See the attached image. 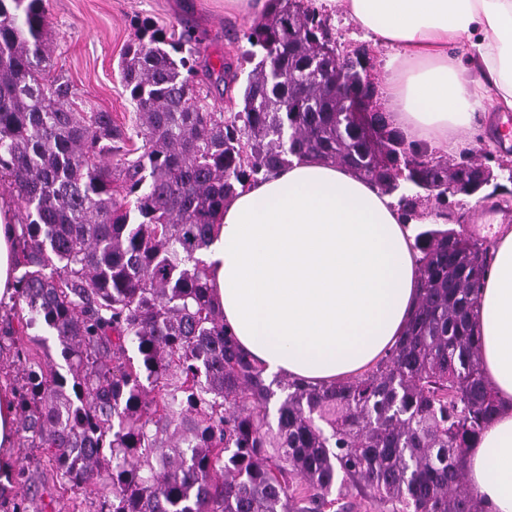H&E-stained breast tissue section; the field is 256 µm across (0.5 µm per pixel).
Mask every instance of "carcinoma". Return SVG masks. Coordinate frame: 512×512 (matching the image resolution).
<instances>
[{
	"label": "carcinoma",
	"mask_w": 512,
	"mask_h": 512,
	"mask_svg": "<svg viewBox=\"0 0 512 512\" xmlns=\"http://www.w3.org/2000/svg\"><path fill=\"white\" fill-rule=\"evenodd\" d=\"M242 38L255 66L224 112L204 87L237 80L231 64L201 65L191 35L142 21L119 64L125 127L77 111L70 83L49 76L43 0H0V177L23 205L16 290L0 300L17 321L18 447L43 449L63 490L95 486L99 512H345L350 491L373 512H486L466 468L500 409L470 319L485 242L420 230L403 336L330 386L267 379L224 326L200 257L237 188L293 158L344 165L407 215L441 211L485 162L406 140L374 86L351 111L336 80L361 85L363 63L336 71L331 28L302 0H268ZM38 326L66 373L28 334Z\"/></svg>",
	"instance_id": "1"
}]
</instances>
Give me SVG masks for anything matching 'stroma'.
Segmentation results:
<instances>
[{
  "mask_svg": "<svg viewBox=\"0 0 512 512\" xmlns=\"http://www.w3.org/2000/svg\"><path fill=\"white\" fill-rule=\"evenodd\" d=\"M44 6L57 43L52 75L71 82L78 111L106 110L120 124L129 121L134 106L120 82L118 63L135 37L138 21L147 19L178 33L192 31L201 59L214 64L238 61L245 47L239 36L253 22L249 15L225 14L224 0H44ZM329 25L341 46L370 48L374 75L385 71L388 49L376 45L353 19L340 13ZM503 200L512 204V176L504 169L483 195L452 197L448 225L468 227L475 216H482L485 228L480 236L489 239L498 214L494 204ZM14 456L27 480L10 486V495L25 498L28 512H67L69 496L52 478L41 449L18 448Z\"/></svg>",
  "mask_w": 512,
  "mask_h": 512,
  "instance_id": "1",
  "label": "stroma"
}]
</instances>
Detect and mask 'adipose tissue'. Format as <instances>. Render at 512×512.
Listing matches in <instances>:
<instances>
[{"mask_svg":"<svg viewBox=\"0 0 512 512\" xmlns=\"http://www.w3.org/2000/svg\"><path fill=\"white\" fill-rule=\"evenodd\" d=\"M344 11L393 55L381 81L392 125L440 154L466 137L503 136L512 111V0H312ZM467 44L469 61L454 52ZM350 169L292 160L238 189L205 251L212 298L241 348L266 374L329 385L370 369L395 345L418 297L413 225ZM18 233L0 205V299L15 292ZM475 309L481 368L501 410L469 450L468 475L487 512H512V226L494 225ZM13 393L0 389V475L14 470Z\"/></svg>","mask_w":512,"mask_h":512,"instance_id":"ef3b65f1","label":"adipose tissue"}]
</instances>
